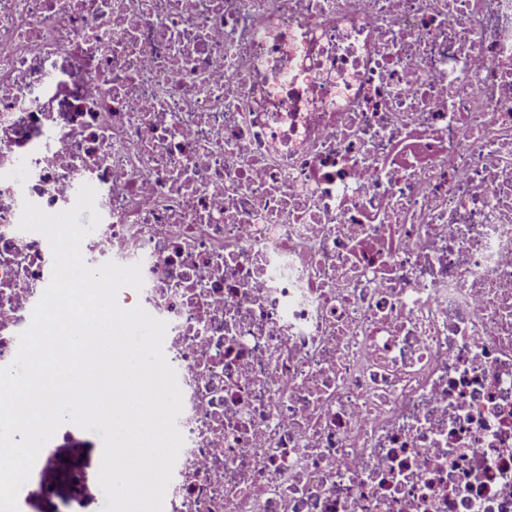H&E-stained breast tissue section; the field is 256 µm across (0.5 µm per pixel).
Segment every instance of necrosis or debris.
Listing matches in <instances>:
<instances>
[{"instance_id":"necrosis-or-debris-1","label":"necrosis or debris","mask_w":512,"mask_h":512,"mask_svg":"<svg viewBox=\"0 0 512 512\" xmlns=\"http://www.w3.org/2000/svg\"><path fill=\"white\" fill-rule=\"evenodd\" d=\"M86 183L163 512H512V0H0V367Z\"/></svg>"}]
</instances>
